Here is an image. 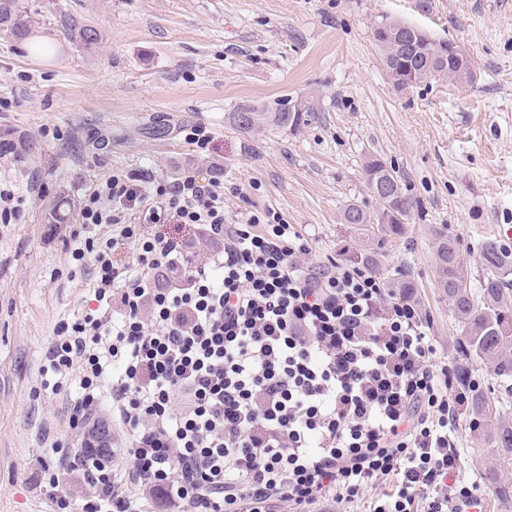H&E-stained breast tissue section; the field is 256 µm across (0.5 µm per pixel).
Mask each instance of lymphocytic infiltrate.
Segmentation results:
<instances>
[{
  "label": "lymphocytic infiltrate",
  "mask_w": 512,
  "mask_h": 512,
  "mask_svg": "<svg viewBox=\"0 0 512 512\" xmlns=\"http://www.w3.org/2000/svg\"><path fill=\"white\" fill-rule=\"evenodd\" d=\"M137 198L121 175L86 196L83 225L120 231L73 248L94 267L96 305L60 320L45 351L53 389L79 386L69 429L109 405L130 465L70 464L78 495L51 475L59 512H145L151 499L177 512H314L389 478L372 512L476 497L458 450L467 387L414 298L356 261L307 264L309 246L279 218L227 223L218 178L154 186L130 224ZM171 223L210 244L204 261L187 267L191 241L142 230ZM120 243L132 265L113 263Z\"/></svg>",
  "instance_id": "obj_1"
}]
</instances>
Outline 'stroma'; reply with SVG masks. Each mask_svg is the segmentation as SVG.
<instances>
[{"instance_id": "obj_1", "label": "stroma", "mask_w": 512, "mask_h": 512, "mask_svg": "<svg viewBox=\"0 0 512 512\" xmlns=\"http://www.w3.org/2000/svg\"><path fill=\"white\" fill-rule=\"evenodd\" d=\"M29 33L55 45L30 55L0 29V185L25 197L21 218L0 223V512H54L43 468L80 448L68 429L76 385L44 391V353L57 322L80 310L93 277L72 264L86 236L82 202L101 181L129 176L140 190L193 172L224 180V212L242 224L271 211L296 227L308 262L356 258L365 241L343 212L378 214L364 162L377 156L414 201L400 237L374 240L387 267L405 272L430 320L437 352L468 369L479 391L503 383L466 356L462 327L436 283V232L455 238L472 286L482 242L512 225V0H19ZM401 20L465 48L473 78L397 91L373 38ZM97 30L86 47L65 23ZM303 109L298 125L238 129L240 105ZM203 125L207 149L184 138ZM466 478L481 482L488 512L512 496L484 484L503 459L491 438L459 422Z\"/></svg>"}]
</instances>
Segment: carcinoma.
<instances>
[{"instance_id":"carcinoma-1","label":"carcinoma","mask_w":512,"mask_h":512,"mask_svg":"<svg viewBox=\"0 0 512 512\" xmlns=\"http://www.w3.org/2000/svg\"><path fill=\"white\" fill-rule=\"evenodd\" d=\"M28 16L23 14L18 0H0V26L14 34L27 30ZM386 34L387 43L401 45L399 57L392 63L386 46H378L385 67L395 73L398 85L414 86L437 76H446L458 83L473 77L471 60L459 45L445 44L428 34H420L419 28L401 27L395 21L378 24L375 34ZM65 35L86 46L95 44L99 35L91 27L76 24L66 26ZM258 112L251 105H243L231 114L232 122L243 130L256 125ZM368 187L381 182L392 187L390 197L377 216L366 213L355 204L347 206L344 222L367 236L374 229L401 236L406 230L405 219L414 201L400 183V178L383 161L375 156L364 165ZM480 260L485 275L480 288L471 286L470 276L455 240L438 232L435 238L434 264L437 286L448 297L465 336L463 350L470 356L484 361L494 375L504 381L512 380V242L504 238L486 239L480 250ZM360 261L385 276L389 287L407 293L414 287L410 278L385 267L382 256L372 249L360 254ZM473 407L479 418L490 429L495 447L512 454V424L499 417L498 405L484 396H477Z\"/></svg>"}]
</instances>
